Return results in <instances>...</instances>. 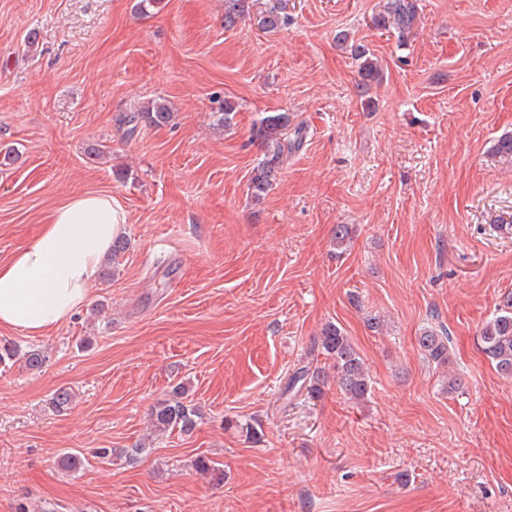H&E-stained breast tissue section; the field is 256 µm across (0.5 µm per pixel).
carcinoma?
Returning a JSON list of instances; mask_svg holds the SVG:
<instances>
[{
  "mask_svg": "<svg viewBox=\"0 0 512 512\" xmlns=\"http://www.w3.org/2000/svg\"><path fill=\"white\" fill-rule=\"evenodd\" d=\"M254 0H224V28H234L250 14ZM416 0H386L383 12L375 18L377 26L397 36L404 42L415 26L417 18ZM257 26L266 33L275 32L288 22L285 0L260 11L256 16ZM351 55L359 61L360 82L357 88L365 94L371 83L380 79V69L372 59L369 47L357 44L350 47ZM172 120V112L160 102H153L136 112L118 118V128L124 129L126 136L135 134L138 127H164ZM251 139L262 151V158L251 171L248 191L255 200H260L269 190L284 164V156L302 144V127L293 123V116L284 112H267L252 127ZM127 248V240L120 237L112 244L110 257L104 262L105 274L119 264L120 257ZM482 351L491 361L496 371L503 377L512 379V293L500 301L492 319L486 322L480 332ZM449 336L445 328L425 330L417 339L420 352L437 368H446L450 363ZM311 350L319 351L332 360L336 371V383L342 393L355 403L367 400L371 391L370 377L363 357L345 332L336 324H326L320 336L314 338ZM313 379L309 391L321 392L315 385L320 380L319 371L301 367L290 378L288 387L301 381ZM150 424L154 432L163 434L175 429L182 433L192 432L201 409L188 400L185 386L177 384L168 393V398L157 402L149 412Z\"/></svg>",
  "mask_w": 512,
  "mask_h": 512,
  "instance_id": "obj_1",
  "label": "carcinoma"
}]
</instances>
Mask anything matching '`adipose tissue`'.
<instances>
[{"instance_id": "adipose-tissue-1", "label": "adipose tissue", "mask_w": 512, "mask_h": 512, "mask_svg": "<svg viewBox=\"0 0 512 512\" xmlns=\"http://www.w3.org/2000/svg\"><path fill=\"white\" fill-rule=\"evenodd\" d=\"M127 222L106 194H78L51 210L36 238L0 262V327L41 336L80 310Z\"/></svg>"}]
</instances>
